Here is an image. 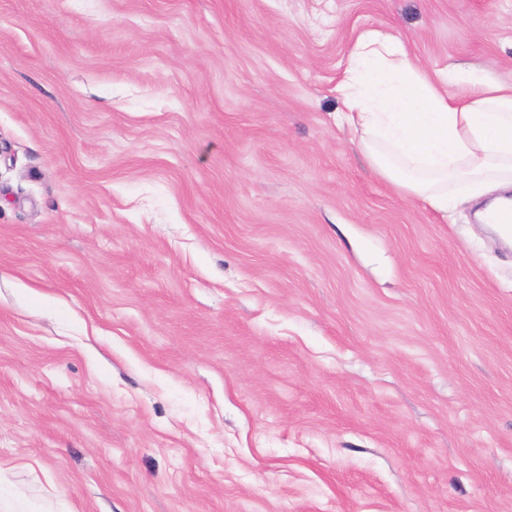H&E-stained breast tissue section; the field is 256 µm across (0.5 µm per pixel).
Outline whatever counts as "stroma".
Listing matches in <instances>:
<instances>
[{"label":"stroma","instance_id":"obj_1","mask_svg":"<svg viewBox=\"0 0 512 512\" xmlns=\"http://www.w3.org/2000/svg\"><path fill=\"white\" fill-rule=\"evenodd\" d=\"M368 29L512 83V0H0V512H512V243L337 126Z\"/></svg>","mask_w":512,"mask_h":512}]
</instances>
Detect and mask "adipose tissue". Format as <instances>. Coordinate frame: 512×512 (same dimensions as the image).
<instances>
[{"label":"adipose tissue","instance_id":"adipose-tissue-1","mask_svg":"<svg viewBox=\"0 0 512 512\" xmlns=\"http://www.w3.org/2000/svg\"><path fill=\"white\" fill-rule=\"evenodd\" d=\"M336 92L370 166L425 208L444 215L512 188V84L453 63L430 72L372 29L353 43Z\"/></svg>","mask_w":512,"mask_h":512}]
</instances>
